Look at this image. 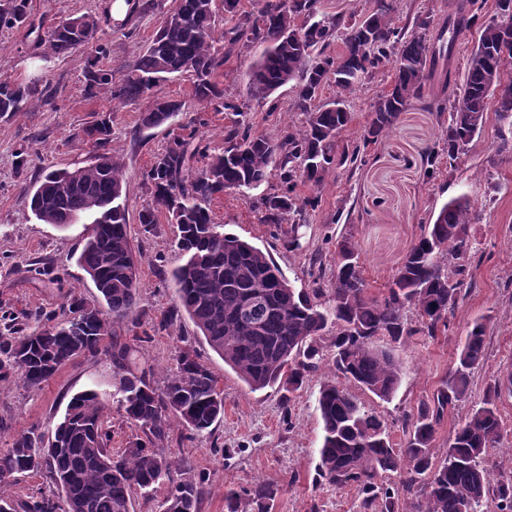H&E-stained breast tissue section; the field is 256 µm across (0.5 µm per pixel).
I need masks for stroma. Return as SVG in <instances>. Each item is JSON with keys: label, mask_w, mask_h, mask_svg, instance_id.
<instances>
[{"label": "stroma", "mask_w": 512, "mask_h": 512, "mask_svg": "<svg viewBox=\"0 0 512 512\" xmlns=\"http://www.w3.org/2000/svg\"><path fill=\"white\" fill-rule=\"evenodd\" d=\"M157 2L158 9L133 13L123 22L107 17V0H29V5L37 24L83 14L97 17L99 36L107 49L99 66L116 69L132 63L153 38L164 11L173 5L172 0ZM453 2L394 0L393 17L401 27L412 25L416 16L429 14L439 31L448 24ZM34 41L27 29L0 27V78L35 80L53 90L48 101L0 117V304L18 312L39 308L59 312L66 306L70 288H79L88 299L95 296L92 281L76 263L83 225L62 229L39 222L30 211L22 185L44 169L89 164L95 152L84 140L83 130L101 117H109L112 153L126 170L129 234L141 255L140 308L152 336L142 349L141 362L152 368L154 382L160 383L175 368L180 349L190 347L224 392L223 419L192 440L183 439L180 423L170 424L172 455L192 457L205 476L198 512H225V492L255 481L283 485L272 512H360L355 488L328 485L316 471L323 436L317 399L321 383L334 375L331 362H324L298 391L290 393L277 385L254 392L197 335L189 319L164 329L157 326L172 303L165 275L182 265L185 257L175 244L176 228L166 217H159L149 232L139 224L140 211L153 203L152 188L143 173L154 155L166 147L172 130L194 118L202 121L198 135L209 154L222 153L230 118L215 111L213 105L200 103L191 77L185 74L161 82L152 94L135 103L115 104L105 89L88 86L89 51L39 61L33 57ZM257 58L256 48L237 47L225 58L215 80L225 96L241 103L243 118L254 134L279 140L302 129L306 114L299 105V88L292 84L279 89L271 102L251 96L249 79ZM389 83L390 70L385 67L357 88L349 102L352 121L340 134L339 146L360 141L373 104ZM158 96L184 103L185 110L170 124L142 128L141 117ZM447 124V116L433 111L428 99L413 102L394 130L369 149L356 169H332L318 187L299 184V196H316L320 203L307 213L297 249L284 247L274 226L262 221L260 199L276 192L277 179L254 190L226 191L211 203L214 220L225 232L269 254L298 287L311 284L310 257L315 253L322 258V277L330 278L336 239L350 237L370 294L380 296L434 210L449 197L461 193L470 197L474 205L471 233L479 255L469 271L473 288L450 317L447 334L434 339L417 335L392 346L402 374L391 400L382 401L368 393L361 396L387 422L397 448L405 443V414L430 398L447 377L474 320H485L488 325L485 359L471 376L467 399L449 411L439 428V444L447 443L488 386L512 367V143L503 144V123L489 117L470 150L453 163H441L431 179L427 157L437 149ZM19 152L27 160L23 174L15 167ZM39 260L57 267L61 283L38 279L34 268ZM87 389L111 391L109 359H77L38 388L14 383L1 389L0 448L9 447L14 436L31 427L53 428L70 398ZM225 447L234 449L233 458L224 459L221 450Z\"/></svg>", "instance_id": "1"}]
</instances>
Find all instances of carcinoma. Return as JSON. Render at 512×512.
Masks as SVG:
<instances>
[{
    "label": "carcinoma",
    "mask_w": 512,
    "mask_h": 512,
    "mask_svg": "<svg viewBox=\"0 0 512 512\" xmlns=\"http://www.w3.org/2000/svg\"><path fill=\"white\" fill-rule=\"evenodd\" d=\"M370 14L356 9L333 19L318 17V0H265L258 16L224 30L227 51L240 44L260 49L250 77V93L268 99L294 81L301 83L304 129L281 140L254 135L235 121L224 138V152L192 171L191 160L204 149L176 135L155 156L145 178L154 204L141 211L149 232L159 213L177 226L176 246L187 260L171 273L175 302L160 324L183 314L198 333L254 392L288 384V392L322 367V332L333 325L336 374L361 391L389 401L397 391L401 367L391 351L373 345L384 336L405 344L413 336L435 337L448 330L472 282L465 260L473 249V206L465 194L454 196L424 225L381 296L369 294L350 238L336 241V270L328 282L316 276L309 288H296L266 253L247 240L224 232L214 222L211 203L227 189L254 190L275 176L279 189L261 198L263 222L276 225L288 249L299 247L285 214L304 216L318 197L299 198L298 183L320 185L329 169L357 166L362 154L389 133L411 101L424 97L428 78L446 57L444 45L428 39L430 18L416 19L412 30L395 26L392 3L376 0ZM481 0H457L448 26L476 29L477 44L467 62L462 86L448 85V97L430 107L448 113L443 147L430 154L431 173L442 155L453 162L466 153L485 128L489 112L512 125V34L482 15ZM216 0H173L152 41L133 63L116 70L90 69L89 87H103L112 100L132 104L173 75L193 79L194 94L215 110L242 115L241 105L224 97L214 74L224 53L214 37ZM34 27L28 0H0V26ZM99 20L70 17L38 34V47L65 55L100 43ZM342 51L328 52L336 36ZM391 65V81L373 105L361 141L337 151V138L352 120L348 102L367 75ZM336 97L317 105L327 82ZM44 100L43 91L17 81H0V116L12 115ZM182 104L154 100L141 124L156 128L178 116ZM95 160L71 170L39 176L30 194L37 220L59 227L91 220L77 258L98 295L89 301L74 293L68 315L38 311L17 317L4 310L0 321V384L18 381L38 388L77 358L104 355L112 362V398L126 421L141 430L126 448H110L112 421L104 398L93 390L75 394L51 433L33 426L0 448V479L40 472L55 494L21 502L0 499V512H131L136 492L150 497L163 491L162 512H197L204 475L190 457L173 456L167 446L175 418L189 431L209 429L224 417V396L210 369L189 348L180 351L176 371L156 387L138 362L139 347L121 341L117 328L141 323L139 261L128 235L124 165L112 155L109 119L84 130ZM417 325L410 326L407 309ZM487 323L474 322L455 361L432 397L404 417L406 441L395 448L388 426L359 398L332 379L319 389L323 424L318 476L327 484L353 487L361 512H512V475L493 479L489 452L508 436L497 409L502 389L512 390V370L494 380L481 402L438 452V427L448 411L466 399L473 371L483 362ZM399 474L393 485L383 483ZM283 487L253 482L224 494L226 512H272Z\"/></svg>",
    "instance_id": "carcinoma-1"
}]
</instances>
